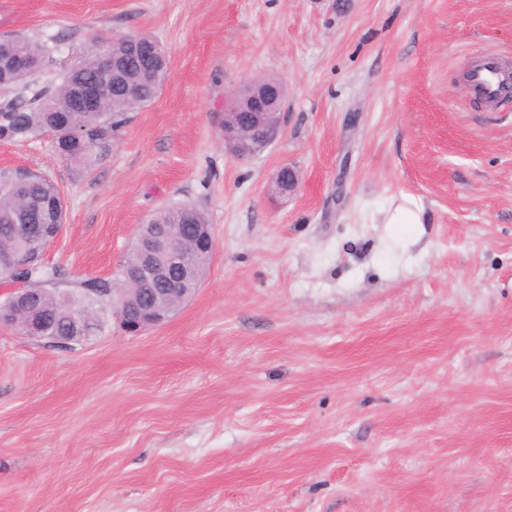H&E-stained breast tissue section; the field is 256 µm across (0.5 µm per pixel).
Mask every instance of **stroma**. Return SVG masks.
Masks as SVG:
<instances>
[{"label": "stroma", "mask_w": 512, "mask_h": 512, "mask_svg": "<svg viewBox=\"0 0 512 512\" xmlns=\"http://www.w3.org/2000/svg\"><path fill=\"white\" fill-rule=\"evenodd\" d=\"M148 35L158 96L83 171L0 140L66 221L45 258L112 277L162 205L215 252L164 325L77 344L0 327V512H512V0H0V37ZM285 87L260 155L224 147L244 83ZM299 175L271 191L278 167ZM410 196L423 227L387 223ZM466 92L488 104L512 95V65L496 54L478 57L469 70Z\"/></svg>", "instance_id": "stroma-1"}]
</instances>
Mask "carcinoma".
<instances>
[{
  "label": "carcinoma",
  "instance_id": "obj_1",
  "mask_svg": "<svg viewBox=\"0 0 512 512\" xmlns=\"http://www.w3.org/2000/svg\"><path fill=\"white\" fill-rule=\"evenodd\" d=\"M137 40L145 41L147 37H93L76 51L73 62L50 81L41 83L32 79V72L15 68L13 59L18 55L50 69L55 64L52 48L19 36L0 38V136L25 142L37 135H48L53 148L66 151L67 162L90 169L108 154L112 136L128 122L129 113L156 98L166 77L168 63L164 55L151 75L141 73L131 54V44ZM103 46L108 47L113 58L126 61L123 76L118 78L101 68L99 54ZM93 79L111 80L112 95L100 102L97 112L74 111V85ZM22 211L34 216L43 229L59 232L65 210L58 183L29 170L0 172V279H20L26 287L35 289L67 284L72 304L100 326L97 307L106 304L114 289L123 287L124 274L137 265V258L125 255L113 279L74 280L66 268L44 261V243L28 238L19 219ZM148 223L166 225L176 238L177 249L191 252L196 249L194 225L207 220L198 206L183 202L158 208ZM40 315L47 335L69 334L58 296L44 295Z\"/></svg>",
  "mask_w": 512,
  "mask_h": 512
}]
</instances>
